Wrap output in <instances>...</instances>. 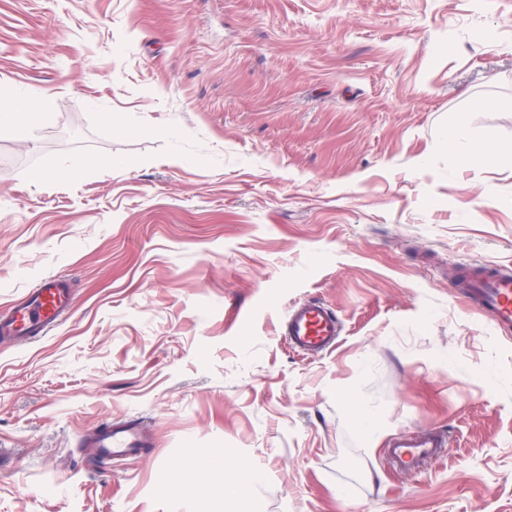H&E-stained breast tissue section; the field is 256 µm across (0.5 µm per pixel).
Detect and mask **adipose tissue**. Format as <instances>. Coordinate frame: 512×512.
I'll use <instances>...</instances> for the list:
<instances>
[{
	"label": "adipose tissue",
	"mask_w": 512,
	"mask_h": 512,
	"mask_svg": "<svg viewBox=\"0 0 512 512\" xmlns=\"http://www.w3.org/2000/svg\"><path fill=\"white\" fill-rule=\"evenodd\" d=\"M468 119L466 113H459L448 128V147L459 160L466 164L508 163L512 164V151H503L494 130L483 134L481 148H474L468 140ZM194 465L218 474V493L225 502L232 503L248 490L260 483L262 476L254 467L235 460L226 448H200L193 452Z\"/></svg>",
	"instance_id": "obj_1"
}]
</instances>
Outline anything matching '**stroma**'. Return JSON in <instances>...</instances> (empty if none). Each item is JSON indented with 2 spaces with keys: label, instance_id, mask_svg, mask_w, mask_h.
Returning <instances> with one entry per match:
<instances>
[{
  "label": "stroma",
  "instance_id": "35a3bbf8",
  "mask_svg": "<svg viewBox=\"0 0 512 512\" xmlns=\"http://www.w3.org/2000/svg\"><path fill=\"white\" fill-rule=\"evenodd\" d=\"M43 93L0 131V311L73 306L0 341V512H225L197 448L262 472L235 512H512V330L459 286L512 272V166L445 139L512 145V0H0V104ZM311 299L319 356L282 336ZM123 417L148 448L83 445ZM420 428L446 457L389 466ZM54 100L51 95L41 94L31 103L24 106H15L8 110H0V130H15L26 125L29 121L32 109L42 114H47L53 108ZM467 113H459L454 123L448 127V147L454 151L459 160L466 164L508 163L512 164L511 152L502 150L494 130L488 129L483 134L482 147L476 150L468 140ZM70 309L68 283L59 277L49 276L0 314V338L27 340L32 336L47 335ZM340 331L336 312L319 301H305L289 308L283 327L290 348L307 356L329 351ZM448 436L436 429L403 430L385 448L390 464L401 471L414 472L444 458Z\"/></svg>",
  "mask_w": 512,
  "mask_h": 512
}]
</instances>
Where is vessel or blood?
Returning a JSON list of instances; mask_svg holds the SVG:
<instances>
[{
	"label": "vessel or blood",
	"instance_id": "vessel-or-blood-1",
	"mask_svg": "<svg viewBox=\"0 0 512 512\" xmlns=\"http://www.w3.org/2000/svg\"><path fill=\"white\" fill-rule=\"evenodd\" d=\"M468 294L475 306L487 313L496 327L512 328V274L497 268H477L471 274ZM71 309L68 283L50 276L37 288L0 313V338L26 340L45 335L59 325ZM341 331L336 312L318 301H305L289 308L283 334L290 348L303 355H320L335 346ZM89 445L104 459L135 454L147 444L138 420L128 419L96 430ZM448 436L436 429L403 430L389 442L385 454L399 470L414 472L443 459Z\"/></svg>",
	"mask_w": 512,
	"mask_h": 512
}]
</instances>
